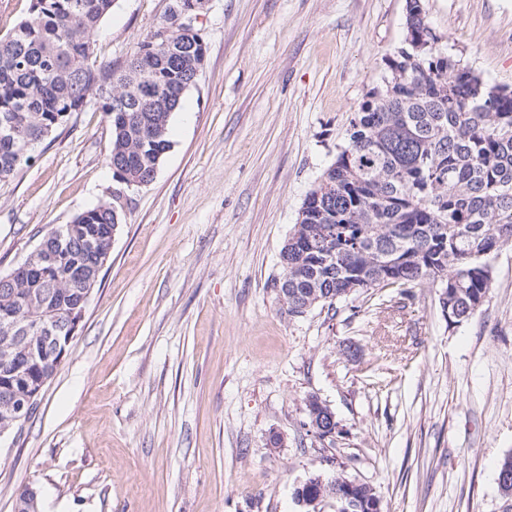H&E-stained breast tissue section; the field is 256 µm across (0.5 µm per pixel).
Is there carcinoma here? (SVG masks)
Wrapping results in <instances>:
<instances>
[{
    "instance_id": "1",
    "label": "carcinoma",
    "mask_w": 512,
    "mask_h": 512,
    "mask_svg": "<svg viewBox=\"0 0 512 512\" xmlns=\"http://www.w3.org/2000/svg\"><path fill=\"white\" fill-rule=\"evenodd\" d=\"M114 0H30L28 16L0 37V123L38 145L56 114L85 98L98 100L112 128L108 162H124L126 178L148 184L171 148L168 125L195 84L206 55L193 28L171 14L160 28L167 45L150 32L123 62L99 65L94 37ZM402 46L386 62L351 118L347 144L308 192L294 231L280 251L278 287L288 314L309 312L315 296L329 311L349 296L373 288H437L448 322L469 320L493 284L492 260L512 241V90L461 65L440 47L420 0H409ZM160 95L152 120L142 122L137 96ZM29 161L17 159L0 137V181ZM122 208L101 203L75 216L88 233L53 231L39 242L41 262L9 290L0 288V311L28 327L25 337L0 326V373L34 356L36 378L55 373L40 327L71 307H86L85 283L69 271L89 273L107 247ZM512 454L497 468V486L512 509ZM336 493L371 512L373 488L334 476Z\"/></svg>"
}]
</instances>
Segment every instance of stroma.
Returning <instances> with one entry per match:
<instances>
[{"mask_svg":"<svg viewBox=\"0 0 512 512\" xmlns=\"http://www.w3.org/2000/svg\"><path fill=\"white\" fill-rule=\"evenodd\" d=\"M448 52L512 89V0H421ZM407 0H208L207 52L154 180L122 190L97 104L0 181V276L123 191L111 258L21 433L0 436V512H300L307 477L369 484L383 512H503L512 452V242L481 309L438 291L289 315L279 253L405 37ZM171 0H115L97 62L132 55ZM362 350L358 361L346 344ZM336 415L312 434L305 400ZM278 444H271L272 435Z\"/></svg>","mask_w":512,"mask_h":512,"instance_id":"obj_1","label":"stroma"}]
</instances>
